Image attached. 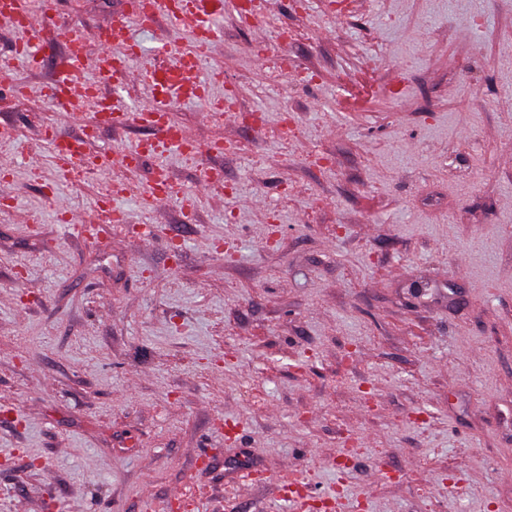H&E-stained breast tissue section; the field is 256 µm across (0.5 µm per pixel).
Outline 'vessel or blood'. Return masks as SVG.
<instances>
[{
	"instance_id": "1",
	"label": "vessel or blood",
	"mask_w": 512,
	"mask_h": 512,
	"mask_svg": "<svg viewBox=\"0 0 512 512\" xmlns=\"http://www.w3.org/2000/svg\"><path fill=\"white\" fill-rule=\"evenodd\" d=\"M233 0H134L129 12L136 24L149 26L153 19L163 17L177 28H188L190 43L179 51V71L173 72L159 67L147 69L145 81L150 94L147 106L130 110L118 98L107 96L101 84L111 78L127 74L131 63L139 56L140 47L130 35L126 24L101 29L96 46H89L82 32L72 25H61L55 29V39L66 52V61L58 70L54 83L45 94L54 101L62 100L71 86L82 85L84 95L96 107L98 118L106 123L134 120L150 126L153 138L149 145H137L125 154L128 162L137 161L144 151L176 149L186 151L191 140L182 129L176 128L169 114L175 102L193 101L205 104L207 111L227 112L232 108L229 96L213 97L210 86L223 82L222 73L214 72L209 77L200 74L201 65L223 37L218 25L225 9L231 8ZM0 16L15 20V29L21 35L11 57L0 58V72L8 73L16 61H24L29 67L38 68L44 63L41 47L28 36L35 22H49L48 13H35L25 0H0ZM96 54L98 78H86V61L89 54ZM46 139L60 172H68L72 162L84 156V142L76 137L48 129ZM174 186L165 174H158L145 200L149 205L168 201L177 196Z\"/></svg>"
}]
</instances>
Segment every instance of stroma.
Masks as SVG:
<instances>
[{
    "instance_id": "1",
    "label": "stroma",
    "mask_w": 512,
    "mask_h": 512,
    "mask_svg": "<svg viewBox=\"0 0 512 512\" xmlns=\"http://www.w3.org/2000/svg\"><path fill=\"white\" fill-rule=\"evenodd\" d=\"M95 38L129 0H33ZM264 0L176 104L198 151L76 178L43 129L62 54L0 77V512H512V0ZM109 87L188 41L158 20ZM372 96L350 101L363 82ZM20 85L25 95L13 96ZM98 128L94 151L150 139ZM196 208H145L157 169ZM122 224L96 233L108 186ZM73 223H64L63 212Z\"/></svg>"
}]
</instances>
